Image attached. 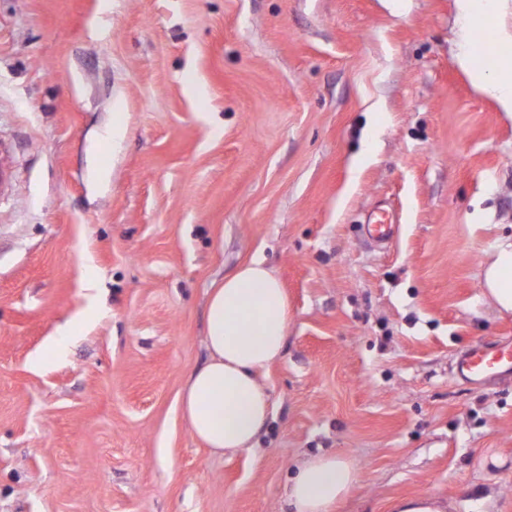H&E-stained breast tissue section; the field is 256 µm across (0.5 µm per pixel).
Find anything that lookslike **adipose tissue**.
I'll return each mask as SVG.
<instances>
[{"label":"adipose tissue","mask_w":512,"mask_h":512,"mask_svg":"<svg viewBox=\"0 0 512 512\" xmlns=\"http://www.w3.org/2000/svg\"><path fill=\"white\" fill-rule=\"evenodd\" d=\"M458 66L472 85L512 112V56L493 69L475 58V0H457ZM485 294L499 312L512 313V242L499 243L483 271ZM293 321L288 294L274 270L254 259L225 276L206 305V362L188 377L180 409L192 435L212 452L252 451L271 415V397L258 374L283 356ZM356 464L336 454L311 457L288 489L293 512H332L349 493Z\"/></svg>","instance_id":"1"}]
</instances>
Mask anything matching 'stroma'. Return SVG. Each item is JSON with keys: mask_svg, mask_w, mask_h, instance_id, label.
<instances>
[{"mask_svg": "<svg viewBox=\"0 0 512 512\" xmlns=\"http://www.w3.org/2000/svg\"><path fill=\"white\" fill-rule=\"evenodd\" d=\"M456 22V0H0V512H289L320 452L358 466L337 512H512V375L454 373L512 338L480 280L512 236V118ZM256 257L294 322L258 447L214 455L179 396L209 291ZM396 507L399 512H450L448 504L442 503L431 494L403 500Z\"/></svg>", "mask_w": 512, "mask_h": 512, "instance_id": "35a3bbf8", "label": "stroma"}]
</instances>
